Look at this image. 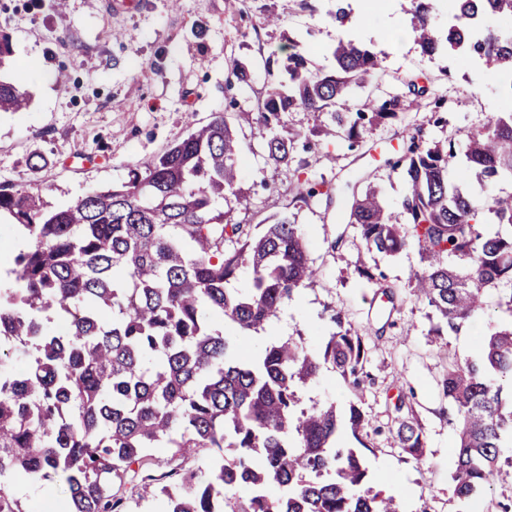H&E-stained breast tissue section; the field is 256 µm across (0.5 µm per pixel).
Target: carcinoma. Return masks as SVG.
I'll list each match as a JSON object with an SVG mask.
<instances>
[{
	"label": "carcinoma",
	"mask_w": 512,
	"mask_h": 512,
	"mask_svg": "<svg viewBox=\"0 0 512 512\" xmlns=\"http://www.w3.org/2000/svg\"><path fill=\"white\" fill-rule=\"evenodd\" d=\"M411 34L422 53L471 55L488 72L512 71V37L471 23L512 17V0H454L445 29L434 26L433 0H412ZM286 60L261 91L254 113L276 164L290 161L295 139L360 136L368 124L397 117V99L348 105L353 85L373 82L379 53L340 38L333 67L312 66L306 46L288 38ZM27 93L0 79V111L20 112ZM325 113L330 124L280 131L281 115ZM239 140L224 113L192 126L157 155L133 161L127 178L54 205L35 182L0 185V222L25 242L11 281L0 284V362L19 358L17 374L0 368V512H27L14 481L59 482L69 512H127L112 493L129 477L130 495L162 498L166 512H404L402 500L368 486L355 448L336 444L341 428L358 443L370 421L357 401L302 407L300 389L323 366L357 377L367 361L364 337L334 330L322 358L301 340L267 345L256 355L239 341L279 317L310 286L317 269L296 216L275 214L254 226L235 219ZM456 160L457 175L448 174ZM406 192L395 223L376 188L353 198L349 223L367 253L394 256L418 246L424 267L414 295L436 313L430 333L457 332L490 308L512 311V113L465 134L422 146L410 136L394 163ZM326 182L296 178L292 202L330 204ZM251 271L249 288L230 287ZM68 323L67 330L54 328ZM512 323L486 336L480 357L448 363L443 390L457 411L454 495L466 512L512 442ZM396 447L421 462L423 429L412 415L396 421ZM181 457L208 448L195 469L160 478L153 451ZM235 451L231 461L224 449ZM229 490H242L236 500Z\"/></svg>",
	"instance_id": "1"
}]
</instances>
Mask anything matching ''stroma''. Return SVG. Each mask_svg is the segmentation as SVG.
Segmentation results:
<instances>
[{
	"label": "stroma",
	"mask_w": 512,
	"mask_h": 512,
	"mask_svg": "<svg viewBox=\"0 0 512 512\" xmlns=\"http://www.w3.org/2000/svg\"><path fill=\"white\" fill-rule=\"evenodd\" d=\"M351 14L344 25L329 17L336 0H248L245 13H226L224 0H137L111 12L96 0H66L62 10L47 0H0V35L13 56L6 73L28 93L23 112H0V183L14 188L39 180L53 203L72 202L85 190L122 180L131 161L162 152L183 137L189 122H208L225 112L241 141L238 166L247 199V221L255 225L285 211L296 173L333 188L329 205L296 211L318 271L267 331L247 337L246 352L269 341L302 337L306 349L321 354L329 323L326 307L342 310L346 324L363 335L368 349L360 392L370 420L364 441L371 484L401 496L406 512H457L450 473L454 463L456 413L442 381L449 358L476 357L490 325L512 321L495 309L478 314L461 331L431 335L432 310L416 300L409 277L420 267L417 247L377 257V283L355 269L362 246L348 213L354 194L375 186L395 219H402L405 183L391 169L407 133L422 144L456 130L482 125L489 113L512 112V88L496 75L460 59L428 57L409 38V0H345ZM281 19L263 24L266 10ZM296 36L310 59L331 67L337 39L352 36L384 51L377 86L353 88L362 103L375 97L400 101L396 119L373 124L359 141L346 137L305 149L295 145L289 164L276 165L264 152V130L251 118L257 94L267 81L266 62ZM244 64L251 81L226 89L232 61ZM445 101L443 124H434L428 106L412 95L409 81ZM39 170H31V159ZM390 295H383V288ZM353 390L332 369L302 392L304 403L325 401L346 407ZM421 421L425 458H402L393 445L396 400ZM27 512H66L67 497L52 483L15 484Z\"/></svg>",
	"instance_id": "obj_1"
}]
</instances>
